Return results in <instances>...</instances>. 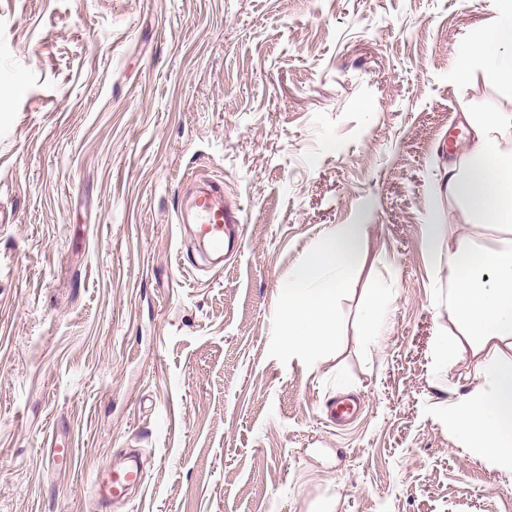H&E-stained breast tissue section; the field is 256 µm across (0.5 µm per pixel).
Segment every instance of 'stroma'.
I'll return each instance as SVG.
<instances>
[{
	"label": "stroma",
	"instance_id": "obj_1",
	"mask_svg": "<svg viewBox=\"0 0 512 512\" xmlns=\"http://www.w3.org/2000/svg\"><path fill=\"white\" fill-rule=\"evenodd\" d=\"M507 7L0 0V512H99L94 470L132 454L146 485L111 512H512V473L448 429L481 358L440 363L426 245L430 208L468 227L434 197L466 113L512 116V88L460 54ZM206 179L246 218L216 268L176 219ZM357 221L335 334L307 360L279 288ZM347 395L360 410L331 420ZM389 295L386 288L375 285L363 295L364 315L362 317V336L374 340L381 336L389 305Z\"/></svg>",
	"mask_w": 512,
	"mask_h": 512
}]
</instances>
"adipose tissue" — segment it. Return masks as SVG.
Wrapping results in <instances>:
<instances>
[{
	"instance_id": "obj_1",
	"label": "adipose tissue",
	"mask_w": 512,
	"mask_h": 512,
	"mask_svg": "<svg viewBox=\"0 0 512 512\" xmlns=\"http://www.w3.org/2000/svg\"><path fill=\"white\" fill-rule=\"evenodd\" d=\"M465 57L489 64L487 75L512 83V13L499 14L488 35L466 42ZM500 112L471 117L474 138L461 166L448 169L444 191L462 202L489 239L467 233L445 246L448 228L427 226V247L448 270L445 305L455 323L441 349L449 364L459 349L476 347L484 365L475 388L448 407V427L459 442L505 471H512V150L503 149ZM364 226L340 224L305 255L280 291L286 326L295 349L315 357L336 325V297L346 287L360 252Z\"/></svg>"
}]
</instances>
